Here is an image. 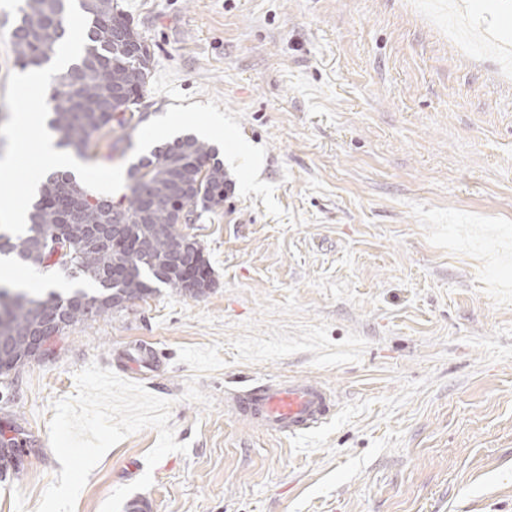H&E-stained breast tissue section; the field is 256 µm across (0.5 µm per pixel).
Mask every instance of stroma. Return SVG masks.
I'll list each match as a JSON object with an SVG mask.
<instances>
[{
	"instance_id": "35a3bbf8",
	"label": "stroma",
	"mask_w": 512,
	"mask_h": 512,
	"mask_svg": "<svg viewBox=\"0 0 512 512\" xmlns=\"http://www.w3.org/2000/svg\"><path fill=\"white\" fill-rule=\"evenodd\" d=\"M122 0L155 51L142 107L89 192L185 130L218 125L232 181L181 232L213 270L199 297L150 298L69 327L0 394V436L28 441L0 512H36L62 469L53 403L89 363L171 400L188 454L166 455L145 512H512V0ZM0 21V181L36 153L19 114L45 115ZM298 377L337 396L285 438L227 399ZM155 429L100 460L75 512L139 479Z\"/></svg>"
}]
</instances>
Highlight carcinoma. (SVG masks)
<instances>
[{
	"label": "carcinoma",
	"instance_id": "obj_1",
	"mask_svg": "<svg viewBox=\"0 0 512 512\" xmlns=\"http://www.w3.org/2000/svg\"><path fill=\"white\" fill-rule=\"evenodd\" d=\"M74 7L85 16V43L52 76L46 106L57 146L97 164L112 158L101 152V143L116 148L110 142L116 129L134 130L146 120L140 105L155 55L119 0H24L12 30L22 69L41 72L68 43L66 18ZM127 175L129 193L111 201L88 193L70 174H52L32 206L27 234H0V254L50 268L61 266L62 249L70 260L69 275L91 284L63 295L0 286V343L9 346L0 378L8 384H13L11 372L29 362V337L44 324H61L62 334L120 311L112 295L144 300L159 284L184 293L182 267L172 258L179 239L176 216L185 207L210 212L224 203L232 186L224 163L213 145L184 135L155 147ZM117 211L126 217L123 236L93 242L94 232L107 228ZM19 466L17 439L0 440V472H16Z\"/></svg>",
	"mask_w": 512,
	"mask_h": 512
}]
</instances>
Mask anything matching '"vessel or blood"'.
<instances>
[{
  "label": "vessel or blood",
  "mask_w": 512,
  "mask_h": 512,
  "mask_svg": "<svg viewBox=\"0 0 512 512\" xmlns=\"http://www.w3.org/2000/svg\"><path fill=\"white\" fill-rule=\"evenodd\" d=\"M336 407L334 393L305 379L271 380L240 396L235 414L273 436H293L320 426Z\"/></svg>",
  "instance_id": "1"
}]
</instances>
